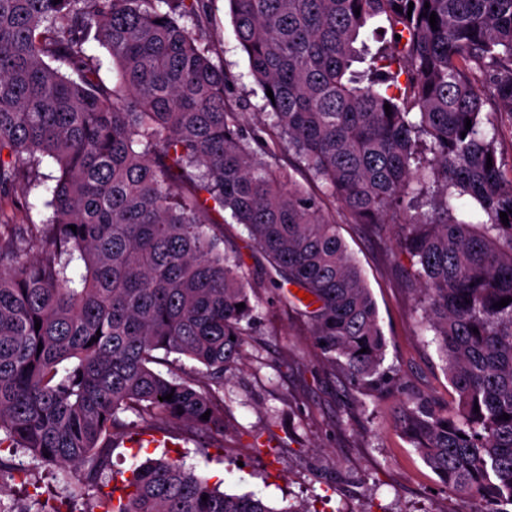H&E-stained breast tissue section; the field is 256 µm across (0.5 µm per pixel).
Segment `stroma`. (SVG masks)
I'll list each match as a JSON object with an SVG mask.
<instances>
[{
	"instance_id": "35a3bbf8",
	"label": "stroma",
	"mask_w": 512,
	"mask_h": 512,
	"mask_svg": "<svg viewBox=\"0 0 512 512\" xmlns=\"http://www.w3.org/2000/svg\"><path fill=\"white\" fill-rule=\"evenodd\" d=\"M212 23L204 37L212 59L236 78L232 97L253 119L263 100L236 39L228 0H212ZM48 184L20 182L0 197V214L12 224H40L51 214ZM336 228L357 260L376 303L387 340L385 367L400 384L379 392L350 388L343 371L329 366L282 290L250 292L257 317L248 327L240 357L218 392L224 432L167 428L168 447L117 444L113 468L94 486L75 473L17 452L0 470V507L33 512V492L67 494L74 512H93L101 495L121 490L132 464L166 456L219 485L229 494L252 492L284 512H475V501L448 491L404 440L395 422L407 400L451 404L453 390L431 332L422 330L410 261L352 223L341 207L331 209Z\"/></svg>"
}]
</instances>
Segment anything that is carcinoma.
Segmentation results:
<instances>
[{"label":"carcinoma","instance_id":"obj_1","mask_svg":"<svg viewBox=\"0 0 512 512\" xmlns=\"http://www.w3.org/2000/svg\"><path fill=\"white\" fill-rule=\"evenodd\" d=\"M230 10L251 75L273 92L267 127L245 124L233 76L204 44L209 0H0V191L45 160L56 171L36 234L0 223V448L92 485L127 411L159 430L224 434L213 387L240 355L249 289L264 284L209 232L226 212L271 283L312 295L288 301L326 361L358 390L396 383L380 371L377 308L333 214L275 168L288 150L353 223L377 236L398 227L392 246L412 261L420 325L457 397L450 410L407 401L397 424L448 490L512 512V302L495 306L512 299V177L498 152L512 129V0ZM380 20L392 37L373 53L365 35ZM91 39L114 61L110 84ZM159 351L202 364L210 385L157 373ZM125 483L96 507L277 512L164 458Z\"/></svg>","mask_w":512,"mask_h":512}]
</instances>
